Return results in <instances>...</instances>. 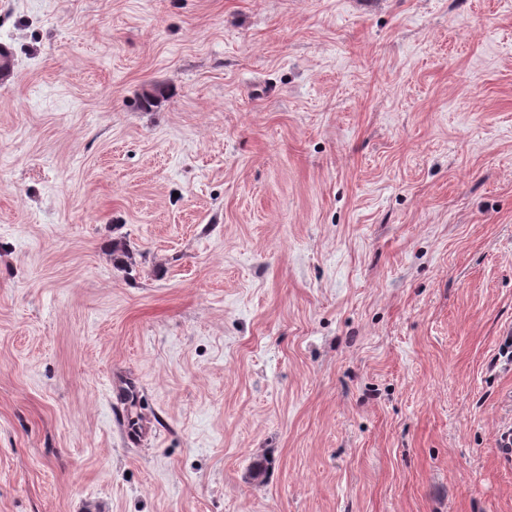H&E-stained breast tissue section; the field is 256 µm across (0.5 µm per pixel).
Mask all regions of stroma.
<instances>
[{
  "label": "stroma",
  "mask_w": 512,
  "mask_h": 512,
  "mask_svg": "<svg viewBox=\"0 0 512 512\" xmlns=\"http://www.w3.org/2000/svg\"><path fill=\"white\" fill-rule=\"evenodd\" d=\"M1 46L0 512H512V0H0Z\"/></svg>",
  "instance_id": "obj_1"
}]
</instances>
